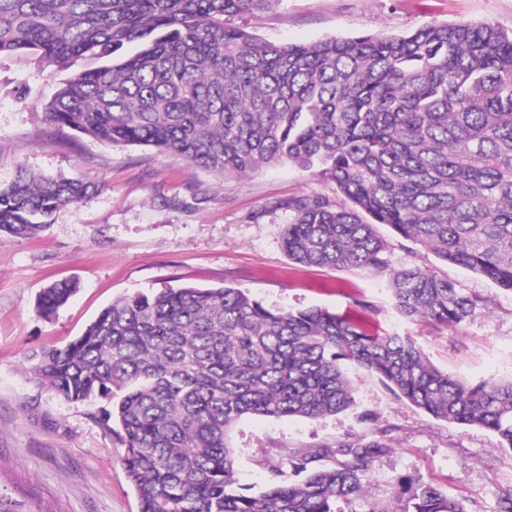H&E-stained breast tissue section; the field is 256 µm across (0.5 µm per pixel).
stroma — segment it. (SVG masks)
<instances>
[{"label": "stroma", "instance_id": "1", "mask_svg": "<svg viewBox=\"0 0 512 512\" xmlns=\"http://www.w3.org/2000/svg\"><path fill=\"white\" fill-rule=\"evenodd\" d=\"M235 22L292 43L429 23L489 22L512 32V0H281ZM56 81L37 63L0 57V184L24 167L84 174L99 185L90 200L59 210L40 238L0 240V496L27 512H138L119 463L123 450L91 406L61 401L25 371L33 351L65 346L104 307L138 291L228 286L273 308L325 307L411 337L432 366L454 377L512 375V294L382 225L390 269L434 271L476 301L465 321L441 329L405 318L393 306L387 271L315 270L284 252L289 213L281 201L335 196L332 183L286 163L221 176L153 149L59 129L43 110ZM260 210V223L250 222ZM61 279L76 282L78 293L51 318L38 316L39 293ZM354 380V406L336 415L240 420L233 432L240 484L262 486L261 462L272 449L381 433L392 451L368 476L373 505L393 504L409 479L462 500L468 512H497L499 488L512 484L511 449L485 428L433 418L376 377L358 372Z\"/></svg>", "mask_w": 512, "mask_h": 512}]
</instances>
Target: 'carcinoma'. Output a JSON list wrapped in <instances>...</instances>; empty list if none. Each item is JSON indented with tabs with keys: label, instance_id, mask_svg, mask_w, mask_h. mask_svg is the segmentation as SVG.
I'll list each match as a JSON object with an SVG mask.
<instances>
[{
	"label": "carcinoma",
	"instance_id": "carcinoma-1",
	"mask_svg": "<svg viewBox=\"0 0 512 512\" xmlns=\"http://www.w3.org/2000/svg\"><path fill=\"white\" fill-rule=\"evenodd\" d=\"M281 0H0V56L64 75L48 122L139 145L220 174L288 162L335 185L313 192L282 246L317 268L385 270L375 226L512 293V33L491 23L402 34L265 40L231 23ZM97 190L84 176L24 167L0 184V239H30ZM394 307L438 327L475 306L420 267L389 273ZM76 292L51 283L50 317ZM349 361L395 396L512 448V376L469 383L396 333L372 334L328 308H269L230 287L163 288L115 300L63 347L27 358L30 380L91 416L125 448L139 512H378L365 484L392 451L382 436L277 448L261 489L236 478L234 425L246 415L319 418L348 409ZM391 512H468L409 482Z\"/></svg>",
	"mask_w": 512,
	"mask_h": 512
}]
</instances>
